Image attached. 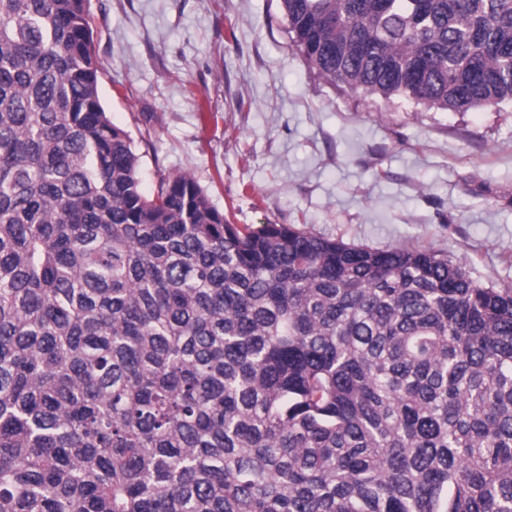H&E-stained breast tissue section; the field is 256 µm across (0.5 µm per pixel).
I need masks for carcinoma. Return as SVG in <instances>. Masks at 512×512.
I'll use <instances>...</instances> for the list:
<instances>
[{"instance_id": "cac0c4a2", "label": "carcinoma", "mask_w": 512, "mask_h": 512, "mask_svg": "<svg viewBox=\"0 0 512 512\" xmlns=\"http://www.w3.org/2000/svg\"><path fill=\"white\" fill-rule=\"evenodd\" d=\"M89 0H0V512H512V288L142 187ZM331 83L512 104V0H281Z\"/></svg>"}]
</instances>
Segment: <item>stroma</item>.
Wrapping results in <instances>:
<instances>
[{"label": "stroma", "mask_w": 512, "mask_h": 512, "mask_svg": "<svg viewBox=\"0 0 512 512\" xmlns=\"http://www.w3.org/2000/svg\"><path fill=\"white\" fill-rule=\"evenodd\" d=\"M102 104L143 186L187 175L235 224L428 249L512 286V105L443 112L321 78L280 0H89Z\"/></svg>", "instance_id": "1"}]
</instances>
